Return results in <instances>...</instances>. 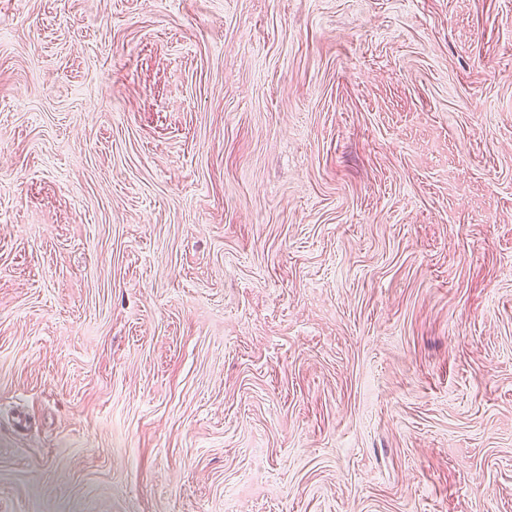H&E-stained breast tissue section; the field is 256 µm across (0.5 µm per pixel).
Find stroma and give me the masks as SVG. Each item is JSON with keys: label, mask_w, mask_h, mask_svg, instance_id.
Listing matches in <instances>:
<instances>
[{"label": "stroma", "mask_w": 512, "mask_h": 512, "mask_svg": "<svg viewBox=\"0 0 512 512\" xmlns=\"http://www.w3.org/2000/svg\"><path fill=\"white\" fill-rule=\"evenodd\" d=\"M0 512H512V0H0Z\"/></svg>", "instance_id": "1"}]
</instances>
